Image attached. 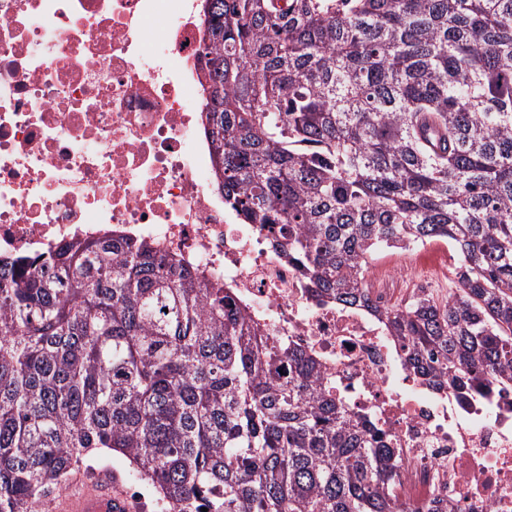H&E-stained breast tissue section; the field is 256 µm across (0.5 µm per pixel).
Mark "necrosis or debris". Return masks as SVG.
Masks as SVG:
<instances>
[{"mask_svg": "<svg viewBox=\"0 0 512 512\" xmlns=\"http://www.w3.org/2000/svg\"><path fill=\"white\" fill-rule=\"evenodd\" d=\"M159 22L155 42L146 26ZM203 0H0V260L127 238L233 292L391 437L403 512H512V391L421 383L384 314L429 297L448 251L368 275V303L316 298L269 232L224 200L207 132Z\"/></svg>", "mask_w": 512, "mask_h": 512, "instance_id": "necrosis-or-debris-1", "label": "necrosis or debris"}]
</instances>
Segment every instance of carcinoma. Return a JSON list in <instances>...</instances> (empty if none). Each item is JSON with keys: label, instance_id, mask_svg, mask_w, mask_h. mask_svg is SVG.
I'll return each mask as SVG.
<instances>
[{"label": "carcinoma", "instance_id": "1", "mask_svg": "<svg viewBox=\"0 0 512 512\" xmlns=\"http://www.w3.org/2000/svg\"><path fill=\"white\" fill-rule=\"evenodd\" d=\"M224 197L316 296L368 300L381 249L443 242L448 301L386 313L411 370L512 388V0H206ZM217 282L145 242L0 271V512L87 454L159 512H398L386 432L317 391Z\"/></svg>", "mask_w": 512, "mask_h": 512}]
</instances>
